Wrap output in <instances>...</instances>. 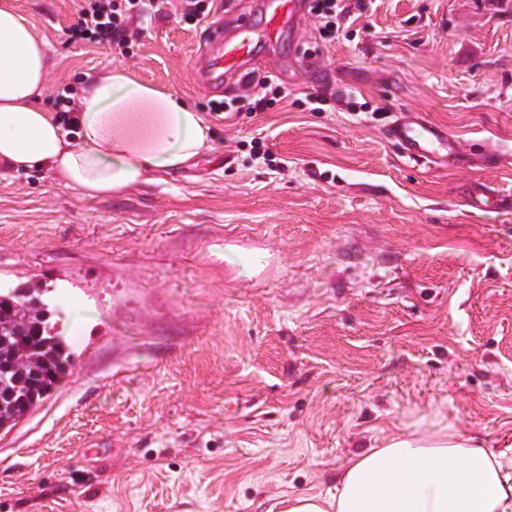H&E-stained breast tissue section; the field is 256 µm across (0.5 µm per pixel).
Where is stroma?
I'll list each match as a JSON object with an SVG mask.
<instances>
[{
  "label": "stroma",
  "instance_id": "1",
  "mask_svg": "<svg viewBox=\"0 0 512 512\" xmlns=\"http://www.w3.org/2000/svg\"><path fill=\"white\" fill-rule=\"evenodd\" d=\"M13 2L50 84L125 65L202 112L213 149L97 198L0 166V286L88 313L72 375L0 434V512H268L393 434L512 448V208L465 202L512 188V0H372L333 44L304 18L256 45L288 96L253 117L212 110L241 82L201 83L210 22L152 20L123 55L67 42L73 0ZM404 112L463 155L406 163Z\"/></svg>",
  "mask_w": 512,
  "mask_h": 512
}]
</instances>
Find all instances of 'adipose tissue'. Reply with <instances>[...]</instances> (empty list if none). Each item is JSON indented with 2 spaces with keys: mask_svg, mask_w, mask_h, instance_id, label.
<instances>
[{
  "mask_svg": "<svg viewBox=\"0 0 512 512\" xmlns=\"http://www.w3.org/2000/svg\"><path fill=\"white\" fill-rule=\"evenodd\" d=\"M51 66L30 20L0 0V165L112 196L211 150L201 112L119 65L85 85L84 109L65 129L39 105ZM283 512H512V453L450 430L395 435L352 457L334 493L290 498Z\"/></svg>",
  "mask_w": 512,
  "mask_h": 512,
  "instance_id": "obj_1",
  "label": "adipose tissue"
}]
</instances>
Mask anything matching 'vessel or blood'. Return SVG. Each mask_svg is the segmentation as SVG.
Wrapping results in <instances>:
<instances>
[{"label": "vessel or blood", "instance_id": "1", "mask_svg": "<svg viewBox=\"0 0 512 512\" xmlns=\"http://www.w3.org/2000/svg\"><path fill=\"white\" fill-rule=\"evenodd\" d=\"M261 5L265 15L263 27L257 28L243 22L229 36L225 35L223 28H214V37L201 73L202 80L211 89L222 87L225 72L253 69L255 44L279 39L283 31L297 24L307 11V0H262ZM387 134L409 163L423 164L436 156L452 158L460 150L459 142L445 128L419 116H400L388 127ZM510 200L511 193L484 188L471 197L470 206L483 211Z\"/></svg>", "mask_w": 512, "mask_h": 512}]
</instances>
